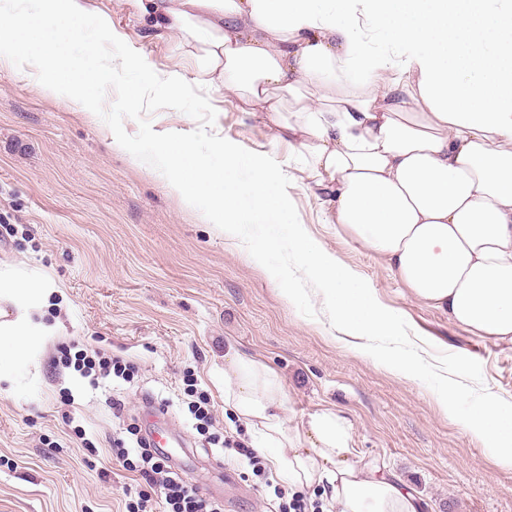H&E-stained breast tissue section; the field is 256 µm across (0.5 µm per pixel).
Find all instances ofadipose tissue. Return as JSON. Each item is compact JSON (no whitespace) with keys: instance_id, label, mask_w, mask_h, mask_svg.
Returning <instances> with one entry per match:
<instances>
[{"instance_id":"ef3b65f1","label":"adipose tissue","mask_w":512,"mask_h":512,"mask_svg":"<svg viewBox=\"0 0 512 512\" xmlns=\"http://www.w3.org/2000/svg\"><path fill=\"white\" fill-rule=\"evenodd\" d=\"M149 30L190 47L197 77L173 98H236L300 145L336 222L410 296L459 329L512 342V0H133ZM37 271L0 270V383L58 332ZM224 408L245 420L298 494L339 512H418L394 476L355 458L334 413L286 425L279 375L224 366Z\"/></svg>"}]
</instances>
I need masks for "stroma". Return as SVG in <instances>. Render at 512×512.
Returning <instances> with one entry per match:
<instances>
[{
  "label": "stroma",
  "instance_id": "1",
  "mask_svg": "<svg viewBox=\"0 0 512 512\" xmlns=\"http://www.w3.org/2000/svg\"><path fill=\"white\" fill-rule=\"evenodd\" d=\"M108 15L153 71L192 76L190 58L166 35L147 37L126 0H86ZM214 133L273 157L310 237L374 289L436 349L482 365L484 385L512 401V343L455 327L412 299L387 265L334 222L300 171L297 152L246 116L236 99L210 96ZM101 119L47 96L35 70L0 71V269L36 270L58 288L46 321L61 331L0 393V512H127L142 479L124 468L117 439L163 430L166 464L224 512H277L273 462L262 475L225 452L253 439L224 411L227 348L281 377L286 424L340 416L356 457L400 478L422 512H512V468L450 419L433 390L391 372L341 340L325 314L311 319L195 209L184 208L155 169L112 146ZM122 360L129 378L91 387L60 363L61 347ZM208 398L210 436L188 410L185 383Z\"/></svg>",
  "mask_w": 512,
  "mask_h": 512
}]
</instances>
